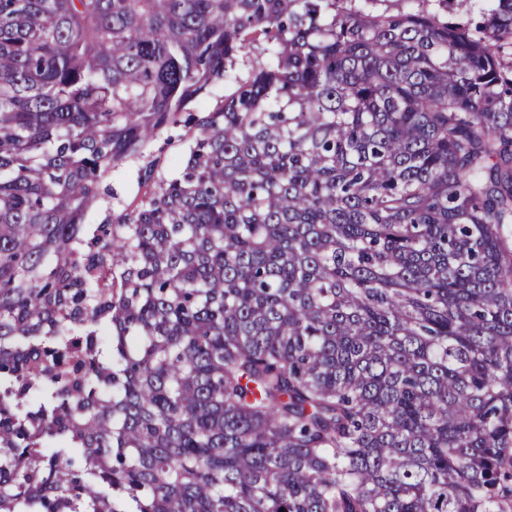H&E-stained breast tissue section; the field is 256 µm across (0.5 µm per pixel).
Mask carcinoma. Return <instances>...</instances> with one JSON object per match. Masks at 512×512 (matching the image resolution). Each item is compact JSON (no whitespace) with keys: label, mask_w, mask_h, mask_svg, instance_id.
<instances>
[{"label":"carcinoma","mask_w":512,"mask_h":512,"mask_svg":"<svg viewBox=\"0 0 512 512\" xmlns=\"http://www.w3.org/2000/svg\"><path fill=\"white\" fill-rule=\"evenodd\" d=\"M378 2L0 0V512H503L512 0ZM233 87L234 84L230 80L216 82L205 95L191 106V110L197 115H204L216 108L224 100V95L229 94ZM188 131L184 123L163 129L151 140L144 157L128 159L114 169L112 175L105 179L101 187L102 198L86 216L85 224H101L109 213H118L124 207L140 202L152 187L144 176L148 160L160 159L164 166L162 173L166 176L176 173L187 150Z\"/></svg>","instance_id":"1"}]
</instances>
